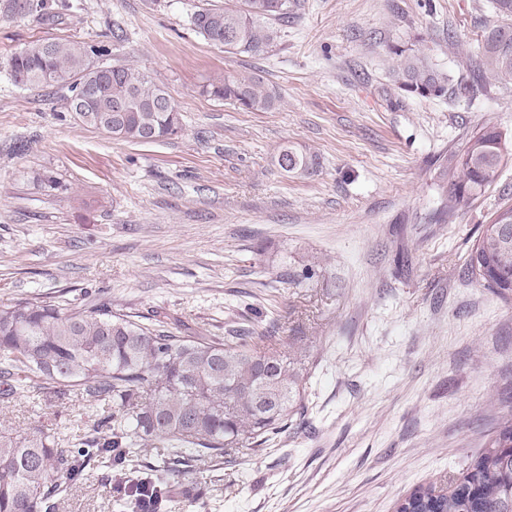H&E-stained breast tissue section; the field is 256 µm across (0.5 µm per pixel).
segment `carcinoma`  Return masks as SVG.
<instances>
[{
	"mask_svg": "<svg viewBox=\"0 0 512 512\" xmlns=\"http://www.w3.org/2000/svg\"><path fill=\"white\" fill-rule=\"evenodd\" d=\"M506 23L485 36L478 78L512 84V0H493ZM291 0H204L191 24L204 39L228 54L262 55L278 41ZM3 11L19 17L51 15L48 0H5ZM93 49L70 40L33 41L8 62L12 81L26 87H58L70 93L69 109L90 95L83 125L135 143L178 135L182 117L171 95L126 64L94 66ZM398 89L409 95L440 97L448 75L418 51L393 50ZM211 97L243 109L266 111L279 101L250 74H226L205 88ZM124 99L127 110L112 111ZM512 159L494 127L474 133L448 155L443 186L448 217L482 190ZM286 173L310 176L315 155L288 146L277 158ZM475 280L502 297L512 295V205L491 216L467 259ZM0 383L6 392L28 385L61 397L64 385L89 402L109 401L112 415L100 420L91 439L67 448L59 432L0 429V512H55L61 482L85 476L91 464L122 465L144 448H163L169 459L156 479L124 481L128 494L147 488L154 508L163 510L168 484L191 457L224 456L247 441L262 444L288 427L302 399L294 360L278 351L260 352L247 336L216 340L179 336L136 322L106 304L63 308L37 300L0 305ZM395 512H512V414L503 416L495 436L471 460L448 492L419 486L396 503Z\"/></svg>",
	"mask_w": 512,
	"mask_h": 512,
	"instance_id": "obj_1",
	"label": "carcinoma"
}]
</instances>
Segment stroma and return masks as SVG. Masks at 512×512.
<instances>
[{
	"mask_svg": "<svg viewBox=\"0 0 512 512\" xmlns=\"http://www.w3.org/2000/svg\"><path fill=\"white\" fill-rule=\"evenodd\" d=\"M54 20L0 14V303L100 301L181 336L302 359L304 412L259 447L189 461L168 512H394L447 487L512 410V299L467 273L469 249L512 203V163L443 216L441 171L483 126L512 142V84L472 77L492 0H293L276 46L229 55L197 34L199 0H68ZM96 47L173 96L181 136L115 140L82 125L68 92L24 89L8 59L29 42ZM450 77L399 93L393 48ZM238 72L266 112L203 94ZM317 155L284 172V146ZM54 180L33 182L31 172ZM111 403L0 397V429L90 434ZM96 466L55 512H120Z\"/></svg>",
	"mask_w": 512,
	"mask_h": 512,
	"instance_id": "35a3bbf8",
	"label": "stroma"
}]
</instances>
